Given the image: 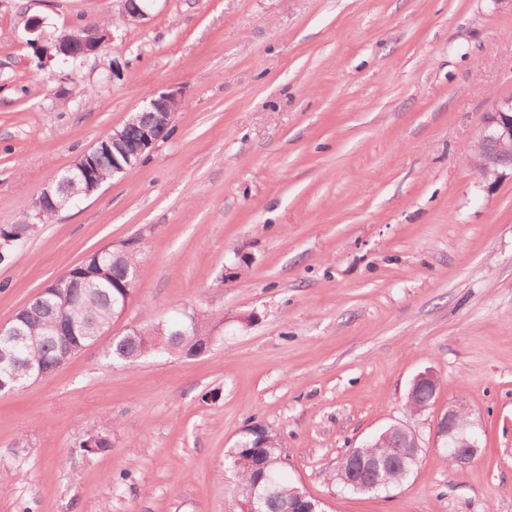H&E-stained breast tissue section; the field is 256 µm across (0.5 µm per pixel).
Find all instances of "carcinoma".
<instances>
[{
  "label": "carcinoma",
  "mask_w": 512,
  "mask_h": 512,
  "mask_svg": "<svg viewBox=\"0 0 512 512\" xmlns=\"http://www.w3.org/2000/svg\"><path fill=\"white\" fill-rule=\"evenodd\" d=\"M36 226L0 225V259L9 256L15 247L26 240ZM140 250L129 246L119 258L107 257L99 262L90 259L63 274L60 287L52 294L35 296L17 313V318L30 336L44 333L50 321H61L67 325L66 342L76 341L90 345L99 339V334L107 330L119 311L125 309L128 299L134 292L131 285L132 275L127 270L139 266ZM185 335H178L169 324L154 323L146 318L137 330H129L110 346V355L115 361L133 363L151 354L173 353L183 357H194L196 351L207 346L212 347L222 340L214 333V325L208 315L190 312L183 316ZM63 356V343L56 339H46L31 343L23 348L21 357L33 371L50 368ZM260 439L264 447L259 451L237 447L229 455L228 471L233 474L239 486L240 496H245L256 481L258 464H263L266 475L273 478L270 493L262 504L263 512H285L296 503L302 486L291 483L285 476L287 465L282 462V448L279 437L267 429L260 436L248 434L245 440ZM95 442L100 450L112 447L111 439L101 432L87 435L79 444V451L91 454L86 447ZM350 469V458L344 456L334 475V480L345 491L380 492L405 482L415 471V464L404 465L383 473L380 477H370V488L363 490L344 481Z\"/></svg>",
  "instance_id": "obj_1"
}]
</instances>
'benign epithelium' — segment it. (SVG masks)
Instances as JSON below:
<instances>
[{
	"instance_id": "7a95c632",
	"label": "benign epithelium",
	"mask_w": 512,
	"mask_h": 512,
	"mask_svg": "<svg viewBox=\"0 0 512 512\" xmlns=\"http://www.w3.org/2000/svg\"><path fill=\"white\" fill-rule=\"evenodd\" d=\"M145 0H124L127 17L137 22L147 16ZM109 35L96 26H86L53 40L51 49L55 56L65 60H78L101 52ZM179 98L175 93H153L145 104L129 113L125 122L106 133L94 146L84 152L72 166L59 177L58 181L47 186L35 199L33 208L40 213L51 207L59 212L75 198H88L96 193L104 183L100 176L97 159L112 147L122 148L121 157L112 158V176L125 174L135 169L141 156L151 152L160 142V132L172 125ZM470 152L477 159L476 171L485 181L502 176L504 161L512 162V99L507 98L495 104L486 113L483 126L470 146ZM29 337L15 321L0 324V371L6 373L13 386L0 387V393L14 392L17 384L31 377V368L20 365L16 353L27 345ZM472 423L468 415L459 408H450L437 424V440L448 447L454 463L458 466L469 464L478 451V443L470 434ZM390 430L398 436L390 448L386 463L396 464L405 461L410 454V432L402 426L394 425Z\"/></svg>"
}]
</instances>
